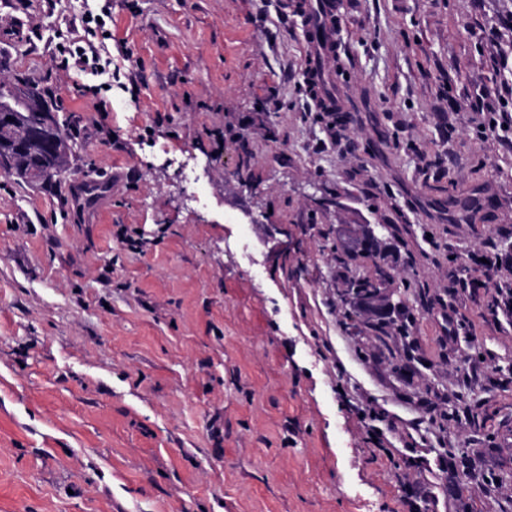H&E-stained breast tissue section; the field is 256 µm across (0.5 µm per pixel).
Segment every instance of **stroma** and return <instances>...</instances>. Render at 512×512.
<instances>
[{
	"label": "stroma",
	"instance_id": "stroma-1",
	"mask_svg": "<svg viewBox=\"0 0 512 512\" xmlns=\"http://www.w3.org/2000/svg\"><path fill=\"white\" fill-rule=\"evenodd\" d=\"M335 4L341 133L308 90L300 0H0V81L48 91L78 144L51 187L0 171V512H406L373 410L415 423L396 448L501 476L459 496L454 471L415 474L421 512H512V314L468 259L494 242L512 281V145L475 130L512 113V0ZM105 5L116 75L60 69L70 20ZM162 145L195 158L206 205ZM349 224L382 225L409 338L344 328L325 242Z\"/></svg>",
	"mask_w": 512,
	"mask_h": 512
}]
</instances>
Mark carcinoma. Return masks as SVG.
Returning a JSON list of instances; mask_svg holds the SVG:
<instances>
[{"label":"carcinoma","mask_w":512,"mask_h":512,"mask_svg":"<svg viewBox=\"0 0 512 512\" xmlns=\"http://www.w3.org/2000/svg\"><path fill=\"white\" fill-rule=\"evenodd\" d=\"M77 149L74 140L63 128L56 113L52 112L45 97L30 87L19 76L10 83L0 81V169L27 179L51 180L64 172V165ZM336 264L345 269L339 285L353 289L338 293L345 305L348 325L356 326L362 315L364 324L380 342L385 343L390 314H380L378 289L386 287L392 279L381 268L377 259L383 256L382 239L371 241L368 254L376 259L375 274L355 280L356 274L348 270L349 250L334 245Z\"/></svg>","instance_id":"cac0c4a2"}]
</instances>
